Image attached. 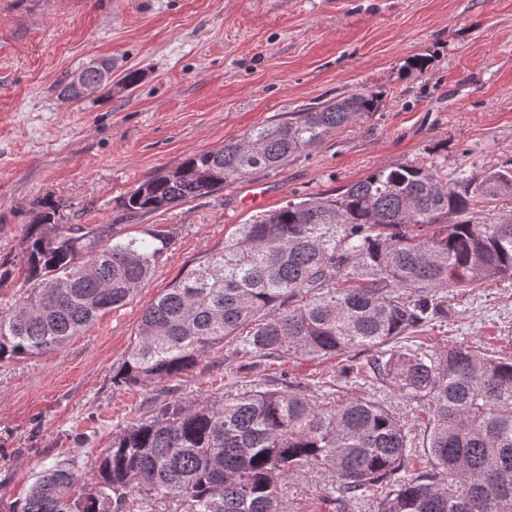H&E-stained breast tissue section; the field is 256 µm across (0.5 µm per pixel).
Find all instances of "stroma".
I'll list each match as a JSON object with an SVG mask.
<instances>
[{
  "instance_id": "1",
  "label": "stroma",
  "mask_w": 512,
  "mask_h": 512,
  "mask_svg": "<svg viewBox=\"0 0 512 512\" xmlns=\"http://www.w3.org/2000/svg\"><path fill=\"white\" fill-rule=\"evenodd\" d=\"M423 56L426 69H408ZM114 65L108 93L59 97L89 60ZM142 70L135 89L120 78ZM379 108L329 132L278 167L223 191L134 218L121 202L192 154L240 140L303 106L361 91ZM512 162V0H0V312L26 289L22 237L44 197L59 223L172 232L154 278L61 350L0 361V512L39 473L77 457L92 481L99 456L157 401L218 403L255 386L327 380L363 395L346 356L297 354L236 370L226 349L162 386L115 382L143 307L185 267L220 248L233 225L331 195L382 166L442 164L447 176ZM446 318L414 345H473L512 357V281L450 288ZM323 468L289 473L284 512H336Z\"/></svg>"
}]
</instances>
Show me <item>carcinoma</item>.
I'll return each mask as SVG.
<instances>
[{
    "mask_svg": "<svg viewBox=\"0 0 512 512\" xmlns=\"http://www.w3.org/2000/svg\"><path fill=\"white\" fill-rule=\"evenodd\" d=\"M364 91L309 105L242 140L201 151L177 174L150 177L123 201L139 216L212 195L277 167L327 133L377 110ZM512 196V163L445 177L436 166L380 167L334 197L313 196L237 224L224 246L184 270L143 308L115 379L161 384L194 369L216 346L252 365L291 349L316 360L344 354L368 387L318 406L290 381L222 404H161L127 426L82 488L77 459L36 480L17 512H282L288 473L324 466L336 475L337 512H512V359L465 345L430 353L406 346L446 315L439 294L512 280V213L474 217L480 203ZM40 203L24 225L30 292L0 313V361L65 346L104 310L123 305L154 275L170 233L121 237L112 225L57 223ZM414 290L404 300L399 290ZM307 297L301 303L299 298ZM391 392L428 410L420 434L388 404ZM427 462L411 463L419 451Z\"/></svg>",
    "mask_w": 512,
    "mask_h": 512,
    "instance_id": "cac0c4a2",
    "label": "carcinoma"
}]
</instances>
